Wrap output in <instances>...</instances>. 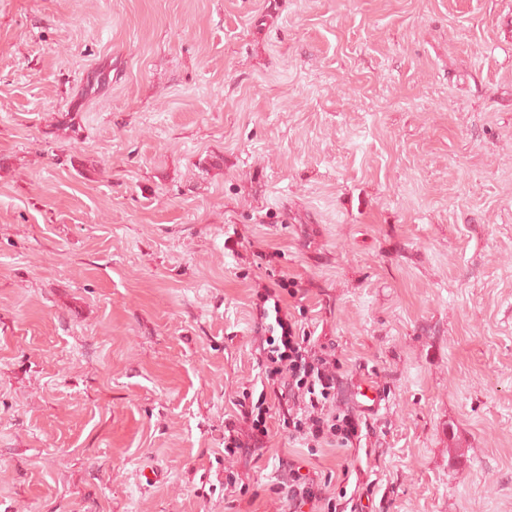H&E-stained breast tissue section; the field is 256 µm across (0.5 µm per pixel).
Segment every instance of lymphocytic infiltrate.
I'll return each mask as SVG.
<instances>
[{"mask_svg":"<svg viewBox=\"0 0 512 512\" xmlns=\"http://www.w3.org/2000/svg\"><path fill=\"white\" fill-rule=\"evenodd\" d=\"M279 335L268 337L260 350L264 389L256 404H240L237 421L250 427L248 440H241L237 421L224 426V453L262 456L269 430L266 422L268 399L279 405V417L289 437L315 450L325 446L350 448L358 441V417L348 408L336 406L341 385V364L334 354L318 345L313 336L297 334L286 313L276 311ZM330 479L304 473L294 462L282 463L271 492L288 505L290 512H345L330 494Z\"/></svg>","mask_w":512,"mask_h":512,"instance_id":"1","label":"lymphocytic infiltrate"}]
</instances>
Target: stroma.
Instances as JSON below:
<instances>
[{"instance_id":"1","label":"stroma","mask_w":512,"mask_h":512,"mask_svg":"<svg viewBox=\"0 0 512 512\" xmlns=\"http://www.w3.org/2000/svg\"><path fill=\"white\" fill-rule=\"evenodd\" d=\"M282 275L381 407L228 457ZM288 458L512 512V0H0V512H289Z\"/></svg>"}]
</instances>
